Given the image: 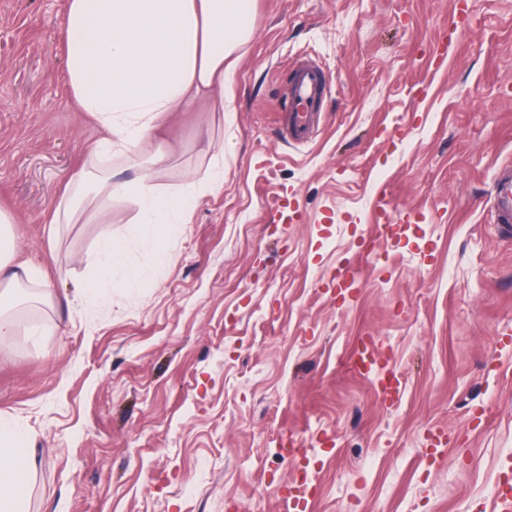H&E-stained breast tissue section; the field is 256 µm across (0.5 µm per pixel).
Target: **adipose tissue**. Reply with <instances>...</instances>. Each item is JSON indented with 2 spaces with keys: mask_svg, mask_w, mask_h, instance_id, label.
<instances>
[{
  "mask_svg": "<svg viewBox=\"0 0 512 512\" xmlns=\"http://www.w3.org/2000/svg\"><path fill=\"white\" fill-rule=\"evenodd\" d=\"M256 0H68L65 16L69 91L79 111L90 113L107 136L89 150L73 176L76 190L62 200L48 229L72 223L83 202L97 219L127 202L139 209L142 232L164 246L166 225L182 223L191 205L224 182V156H213L207 171L167 194L155 182L154 165L138 161L142 144L172 112H193L224 89V63L251 39ZM123 156L134 175L116 178L107 159ZM10 214L0 209V303L40 273L14 262ZM96 276L89 290L122 278L132 288L149 279L126 262L124 238L98 242ZM32 436L18 421L0 416V512H27L30 478L37 467Z\"/></svg>",
  "mask_w": 512,
  "mask_h": 512,
  "instance_id": "obj_1",
  "label": "adipose tissue"
}]
</instances>
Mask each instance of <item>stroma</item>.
Here are the masks:
<instances>
[{"instance_id": "stroma-1", "label": "stroma", "mask_w": 512, "mask_h": 512, "mask_svg": "<svg viewBox=\"0 0 512 512\" xmlns=\"http://www.w3.org/2000/svg\"><path fill=\"white\" fill-rule=\"evenodd\" d=\"M67 0H0V208L41 269L0 347V414L33 435L31 512H498L512 480V0H257L211 99L166 122L161 190L224 155V184L167 233L136 208L44 228L105 132L68 93ZM329 78L315 141L288 144L293 65ZM387 195L400 225L379 236ZM281 208H274V201ZM150 273L86 292L104 233ZM353 265L357 287L329 283ZM373 338L381 362L346 356ZM403 376L388 406L378 380ZM443 428L446 447L427 445ZM306 455L284 458L289 433ZM492 208L500 224L512 223V166L499 169L492 188Z\"/></svg>"}]
</instances>
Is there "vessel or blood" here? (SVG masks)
<instances>
[{
  "label": "vessel or blood",
  "mask_w": 512,
  "mask_h": 512,
  "mask_svg": "<svg viewBox=\"0 0 512 512\" xmlns=\"http://www.w3.org/2000/svg\"><path fill=\"white\" fill-rule=\"evenodd\" d=\"M326 89V75L316 63L307 62L293 66L282 98L290 144L306 145L316 138L318 105ZM491 200L497 222L511 224L512 166L499 169L493 183ZM353 358L359 371L371 372L378 363V349L372 340H365L354 350Z\"/></svg>",
  "instance_id": "1"
}]
</instances>
